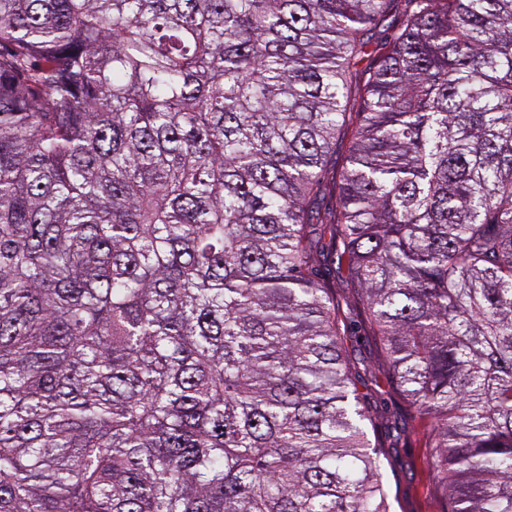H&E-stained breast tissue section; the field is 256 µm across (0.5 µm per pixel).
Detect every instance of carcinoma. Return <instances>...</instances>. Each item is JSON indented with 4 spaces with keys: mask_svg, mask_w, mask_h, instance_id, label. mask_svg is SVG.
<instances>
[{
    "mask_svg": "<svg viewBox=\"0 0 512 512\" xmlns=\"http://www.w3.org/2000/svg\"><path fill=\"white\" fill-rule=\"evenodd\" d=\"M412 435L512 512V0H0V512H391ZM336 293L341 297V301L347 299L353 307L350 309V316L357 322L358 330L356 336H347L344 340V345L347 348L350 358L352 361L362 368V365L357 364L364 361L368 364L373 376H375L379 382L380 388L378 392L373 395V400L376 402L372 404V414L374 415V424L369 426L370 438L372 441L376 438L379 442L389 445L390 438L388 437V424L393 421L394 416L398 417V421L406 417L403 403L400 401L398 396L393 392L389 391L387 385L388 366L383 359L376 342L372 336L368 335L367 330L361 324V315L356 304L353 302V286L351 275L348 271L346 263H343L340 269H336ZM386 416H389V423L387 422Z\"/></svg>",
    "mask_w": 512,
    "mask_h": 512,
    "instance_id": "obj_1",
    "label": "carcinoma"
}]
</instances>
